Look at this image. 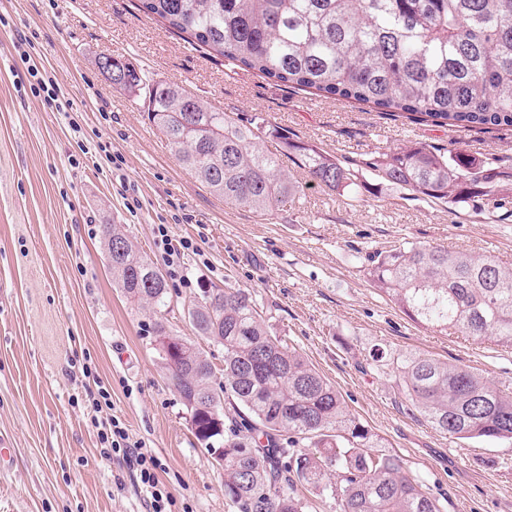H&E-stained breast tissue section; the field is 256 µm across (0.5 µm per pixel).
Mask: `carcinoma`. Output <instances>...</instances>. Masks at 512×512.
<instances>
[{
  "instance_id": "1",
  "label": "carcinoma",
  "mask_w": 512,
  "mask_h": 512,
  "mask_svg": "<svg viewBox=\"0 0 512 512\" xmlns=\"http://www.w3.org/2000/svg\"><path fill=\"white\" fill-rule=\"evenodd\" d=\"M141 10L192 46L298 90L369 104L461 129L512 127V0H140ZM113 88L144 95L147 118L181 165L211 194L269 217L299 191L281 166L292 159L322 189L359 196L363 172L416 199L479 210L512 202V173L495 159L439 146L404 145L353 168L278 128L207 106L183 87L151 81L112 61ZM275 143V150L261 147ZM112 279L155 316L160 358L197 441L224 449V498L234 512H308L307 486L337 512H444L402 460L347 407L295 348L273 333L256 295L229 282L189 301L198 334L224 347V380L186 342L166 350L168 284L121 227ZM371 286L424 329L512 346V263L405 241L378 252ZM416 411L459 440L512 442V381L436 358L376 356Z\"/></svg>"
}]
</instances>
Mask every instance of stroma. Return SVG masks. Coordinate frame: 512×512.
I'll list each match as a JSON object with an SVG mask.
<instances>
[{"instance_id":"35a3bbf8","label":"stroma","mask_w":512,"mask_h":512,"mask_svg":"<svg viewBox=\"0 0 512 512\" xmlns=\"http://www.w3.org/2000/svg\"><path fill=\"white\" fill-rule=\"evenodd\" d=\"M20 35L31 44L26 60ZM102 55L345 161L426 143L512 168V127H438L290 89L191 46L138 0H0V435L11 440L0 512H145L133 473L100 455L83 406L86 363L108 386L112 413L131 439L161 461L172 512H230L224 473L192 434L152 344V319L112 281L99 231L105 221L121 225L160 267L157 225L172 241H193L196 252L168 282L165 326L216 368L223 348L197 334L183 307L228 281L256 294L274 331L446 512H512V444L440 433L372 360L426 354L512 380V347L427 332L366 275L377 252L404 241L512 260V217L390 187L352 200L307 185L294 165L288 173L303 189L275 215L227 207L182 168L142 101L113 89L95 64ZM33 64L57 77L66 109L32 95Z\"/></svg>"}]
</instances>
